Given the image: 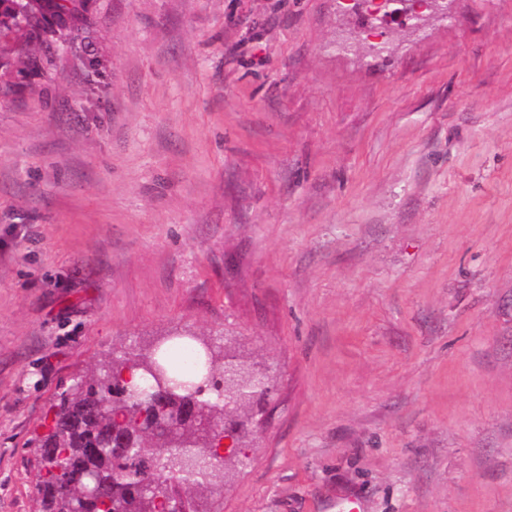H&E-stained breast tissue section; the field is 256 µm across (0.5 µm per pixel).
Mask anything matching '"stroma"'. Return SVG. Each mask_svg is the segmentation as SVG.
<instances>
[{"mask_svg": "<svg viewBox=\"0 0 512 512\" xmlns=\"http://www.w3.org/2000/svg\"><path fill=\"white\" fill-rule=\"evenodd\" d=\"M69 2L0 68V512L176 327L268 376L195 512H512V0ZM451 0H426L423 5H418L413 0L399 1L404 3V12L409 15V19L415 20L412 24L414 29H420L422 21L423 10H431L434 14L441 16L442 18H448V2ZM409 2V3H406ZM70 14L66 4L54 3L50 8L40 14H24L25 28L30 32V37L38 41H58L63 40L64 43L71 44V48H75L73 38L71 37L72 24L65 26V31L56 30L60 28L58 18L61 14Z\"/></svg>", "mask_w": 512, "mask_h": 512, "instance_id": "35a3bbf8", "label": "stroma"}]
</instances>
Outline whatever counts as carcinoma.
Masks as SVG:
<instances>
[{"label":"carcinoma","instance_id":"obj_1","mask_svg":"<svg viewBox=\"0 0 512 512\" xmlns=\"http://www.w3.org/2000/svg\"><path fill=\"white\" fill-rule=\"evenodd\" d=\"M69 13L68 7L55 3L40 14H25V28L38 41L74 44L72 26L57 29L58 18ZM38 64L31 42L0 39V64ZM158 362L169 380L166 390L144 395L137 386H124L119 378L127 369L144 376L146 369ZM224 366L214 360L212 346L186 328H176L154 347L152 354L133 363H112L71 389L61 399L53 429L38 445L44 474L40 475L43 512H157V503L168 497L163 485L176 479L187 486V493L200 495L209 489L217 456L208 432L218 425V414L225 407L220 398L203 399L197 384L212 382L220 390ZM251 374L240 373L241 392L234 400L235 413L245 412L253 391L246 388ZM155 403L170 415L189 414L171 441L153 433L148 421L137 424L142 405ZM112 444V454L102 452ZM172 448L174 454L162 459L163 474L150 479L138 461L153 458V449ZM69 454L68 488L56 481V453Z\"/></svg>","mask_w":512,"mask_h":512}]
</instances>
